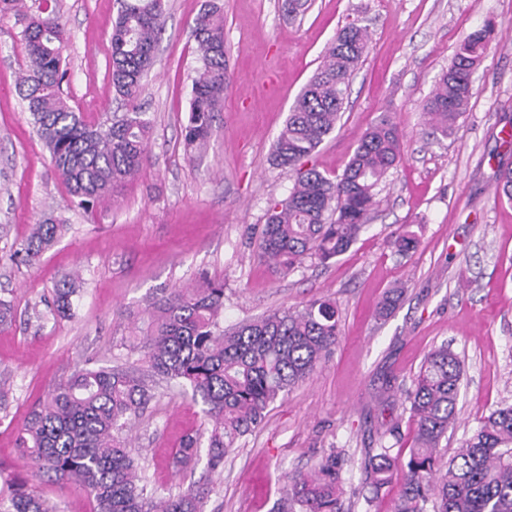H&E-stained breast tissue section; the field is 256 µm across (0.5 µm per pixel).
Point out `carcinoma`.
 <instances>
[{
    "mask_svg": "<svg viewBox=\"0 0 512 512\" xmlns=\"http://www.w3.org/2000/svg\"><path fill=\"white\" fill-rule=\"evenodd\" d=\"M163 18V0H122L109 36L111 80L129 109L97 123L86 121L63 96L68 34L51 0H41L23 30V99L53 167L84 210L136 175L147 158L153 121L137 102L154 65ZM494 30L489 21L469 34L439 76L422 108L428 137L446 138L458 129L472 97L474 71ZM192 33L201 66L192 84L184 142L193 151L210 137L229 78L224 18L215 4L202 5ZM368 51L367 27L360 20L336 31L274 142L276 165L297 170L335 130L349 77ZM400 160L401 131L384 112L359 138L336 179L314 167L298 173L288 198L269 209L258 238L259 257L287 272L309 256L325 263L347 252L369 221L375 188ZM496 192L512 202V168L499 171ZM63 227L62 218H45L12 259L37 262ZM393 244L408 253L418 238L403 230ZM78 288L79 278L63 279L53 291L54 312L70 313ZM223 311L222 284L203 281L172 290L149 304L147 332L130 345V354L151 373L190 387L203 405L202 431L185 434L172 455L170 465L178 471L198 460L205 433L207 467L221 471L224 457L263 423L277 399L316 371L341 335L336 308L328 301L275 310L230 329L221 327ZM462 375V362L448 345L432 349L407 393L414 424L408 458L399 459L383 445L365 463L366 482L376 493L401 468L394 512H512V404L492 410L448 460L438 455L458 419ZM152 398L134 368L81 369L38 400L18 447L31 457L36 475L80 485L92 512H203L212 487L162 495L148 486L132 456L129 424ZM343 465L341 455L332 452L313 471L288 474L275 512H347ZM8 502L0 512H58L56 504L28 492L23 483H9Z\"/></svg>",
    "mask_w": 512,
    "mask_h": 512,
    "instance_id": "cac0c4a2",
    "label": "carcinoma"
}]
</instances>
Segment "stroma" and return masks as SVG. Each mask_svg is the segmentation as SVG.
Listing matches in <instances>:
<instances>
[{
    "instance_id": "35a3bbf8",
    "label": "stroma",
    "mask_w": 512,
    "mask_h": 512,
    "mask_svg": "<svg viewBox=\"0 0 512 512\" xmlns=\"http://www.w3.org/2000/svg\"><path fill=\"white\" fill-rule=\"evenodd\" d=\"M202 3L167 0L143 80L142 104L153 120L149 157L90 211L68 194L21 99L22 17L33 14V0L0 13V299L13 306L11 324L0 327V487L21 479L59 512H91L80 488L34 476L17 450L30 406L84 365L125 360L124 344L145 330L152 296L211 279L224 284V327L321 299L335 304L341 338L239 441L219 475L203 458L182 472L170 466L181 437L200 425L202 404L189 388L149 378L155 396L132 431V451L151 483L173 494L212 484L204 512H272L284 472L312 470L334 451L345 460L351 512H392L398 484L373 494L364 463L383 444L408 456L413 424L405 398L430 350L448 344L464 367L459 418L443 455L492 409L512 403V202L495 192L499 167L512 166V0H314L294 19L282 0H216L229 83L206 146L193 153L181 131ZM58 4L69 31L65 96L94 122L118 109L109 34L119 0ZM357 17L369 28L370 50L351 77L340 122L311 162L328 177L342 174L383 111L397 117L402 157L346 253L283 273L257 255L270 205L294 183L273 163V144L325 47ZM489 20L495 35L474 73L469 109L454 135L428 142L422 105L458 43ZM49 214L66 220L53 245L35 264L13 263L32 224ZM408 224L420 242L403 255L392 240ZM75 272L83 288L70 315H52L54 288ZM397 284L401 301L379 316V301Z\"/></svg>"
}]
</instances>
